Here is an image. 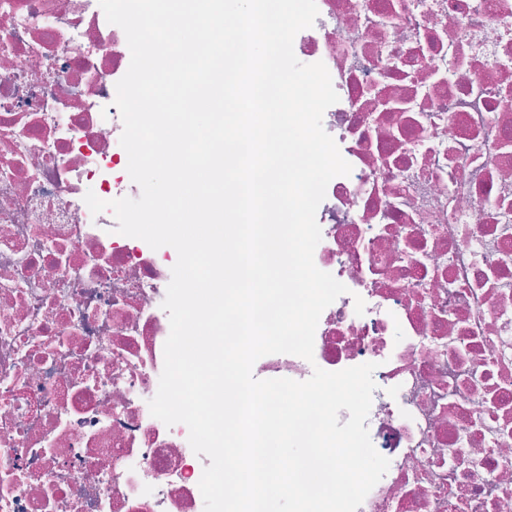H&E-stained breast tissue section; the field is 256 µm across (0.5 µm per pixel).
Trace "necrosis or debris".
<instances>
[{
	"mask_svg": "<svg viewBox=\"0 0 512 512\" xmlns=\"http://www.w3.org/2000/svg\"><path fill=\"white\" fill-rule=\"evenodd\" d=\"M316 2L294 52L331 75L352 172L314 262L348 292L313 361L253 374L376 363L390 466L357 512H512V0ZM130 59L98 0H0V512H204L209 458L148 406L177 253L84 201L141 193L114 105Z\"/></svg>",
	"mask_w": 512,
	"mask_h": 512,
	"instance_id": "obj_1",
	"label": "necrosis or debris"
}]
</instances>
